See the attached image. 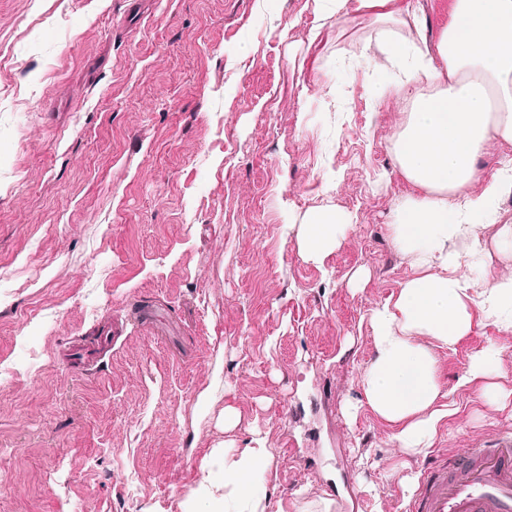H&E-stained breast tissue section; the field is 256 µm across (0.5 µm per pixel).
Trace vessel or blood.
Segmentation results:
<instances>
[{"label": "vessel or blood", "mask_w": 512, "mask_h": 512, "mask_svg": "<svg viewBox=\"0 0 512 512\" xmlns=\"http://www.w3.org/2000/svg\"><path fill=\"white\" fill-rule=\"evenodd\" d=\"M407 512H512V436L426 460Z\"/></svg>", "instance_id": "b4317fda"}]
</instances>
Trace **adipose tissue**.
<instances>
[{
    "label": "adipose tissue",
    "instance_id": "adipose-tissue-1",
    "mask_svg": "<svg viewBox=\"0 0 512 512\" xmlns=\"http://www.w3.org/2000/svg\"><path fill=\"white\" fill-rule=\"evenodd\" d=\"M391 99L410 107L395 143L401 172L417 196L397 203L394 240L414 273L372 315L374 356L361 387L367 406L393 426L400 448L431 447L446 410L435 347L469 335L474 313L512 331V275L472 279L465 255L482 252V230L499 224L498 203L512 193V168L481 191L475 161L492 141L512 143V0H454L453 20L436 52H417ZM351 224L349 214L309 211L301 255L322 262ZM272 449L246 447L224 462V482L201 484L214 505L234 499L243 512H265L257 486Z\"/></svg>",
    "mask_w": 512,
    "mask_h": 512
}]
</instances>
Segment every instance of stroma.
I'll return each instance as SVG.
<instances>
[{"label":"stroma","mask_w":512,"mask_h":512,"mask_svg":"<svg viewBox=\"0 0 512 512\" xmlns=\"http://www.w3.org/2000/svg\"><path fill=\"white\" fill-rule=\"evenodd\" d=\"M400 2L435 47L453 0ZM378 30L328 0H0V512H212L227 440L274 449L266 512H405L423 456L360 388L413 273ZM325 206L352 224L303 260ZM484 349L510 397L464 384ZM436 356L426 454L512 433V333L477 313ZM350 225L351 217L345 212L324 207L309 211L302 222L301 256L307 261L322 262L340 245Z\"/></svg>","instance_id":"obj_1"}]
</instances>
